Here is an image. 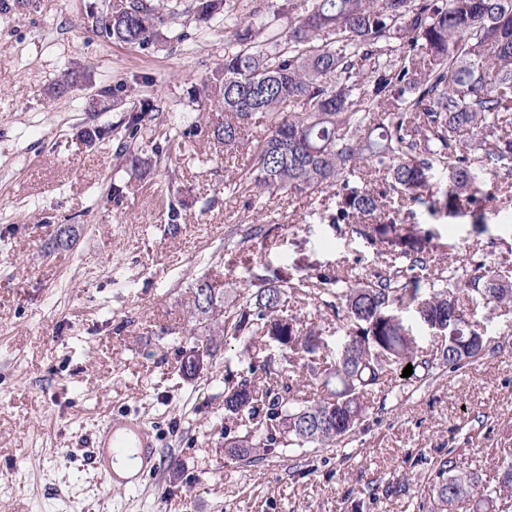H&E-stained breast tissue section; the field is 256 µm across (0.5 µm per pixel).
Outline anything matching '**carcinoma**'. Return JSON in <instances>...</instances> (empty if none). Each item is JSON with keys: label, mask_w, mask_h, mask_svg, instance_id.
Returning a JSON list of instances; mask_svg holds the SVG:
<instances>
[{"label": "carcinoma", "mask_w": 512, "mask_h": 512, "mask_svg": "<svg viewBox=\"0 0 512 512\" xmlns=\"http://www.w3.org/2000/svg\"><path fill=\"white\" fill-rule=\"evenodd\" d=\"M231 0H195L194 16L209 23L224 13V64L206 78L198 96L228 112L211 136L226 147L248 146L252 165L225 189L259 201L267 194L333 191L335 208L319 215L329 224L390 247L395 261L365 277L325 270L293 278L268 268L258 288L232 313L224 291L208 282L192 292V315L209 321V337L196 333L192 347L217 353L216 336H234L251 347L275 346L272 357L249 374L224 380L227 455L254 463L278 448L329 447L346 438L366 416L365 399L396 366L438 360L455 372L486 351L484 338L459 306L458 293L492 309L512 307V266L469 256L448 258V278L428 282L433 258L423 236L387 215H376L387 191L432 216L469 217L484 226L496 214L490 182L512 177V0H311V8L284 31L234 11ZM164 23L149 0H127L100 21L115 41L144 47ZM336 39H331V36ZM156 105L143 98L122 118L134 139ZM267 130L246 137L255 115ZM301 293L333 311L347 340L327 368L302 362L320 349L316 320L288 310ZM413 309L430 329L447 327L448 342L430 358L419 350L401 312ZM321 395L300 401L306 383ZM438 505L472 500V512L512 507V464L489 488L474 474L454 473L440 461Z\"/></svg>", "instance_id": "carcinoma-1"}]
</instances>
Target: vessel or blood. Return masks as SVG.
Returning <instances> with one entry per match:
<instances>
[{"instance_id": "1", "label": "vessel or blood", "mask_w": 512, "mask_h": 512, "mask_svg": "<svg viewBox=\"0 0 512 512\" xmlns=\"http://www.w3.org/2000/svg\"><path fill=\"white\" fill-rule=\"evenodd\" d=\"M92 446L89 460L101 469L108 486L116 487L122 483L114 471L115 463H123L142 473L156 469L153 436L139 415L129 414L106 424L99 430Z\"/></svg>"}]
</instances>
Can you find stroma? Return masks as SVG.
<instances>
[{
    "mask_svg": "<svg viewBox=\"0 0 512 512\" xmlns=\"http://www.w3.org/2000/svg\"><path fill=\"white\" fill-rule=\"evenodd\" d=\"M125 0H0V512H435L437 465L495 485L512 462V310L461 297L486 351L457 372L394 370L361 425L329 448H290L247 464L224 451V379L251 355L232 337L194 379L179 371L191 290L209 282L234 310L265 268L366 275L381 243L320 223L331 191L272 194L259 205L224 191L246 149L207 137L222 110L196 87L224 63V21L198 24L193 0L167 14L145 48L96 20ZM74 67L72 86L56 81ZM158 109L128 154L127 108ZM96 126L110 133L88 143ZM186 132L166 152L164 133ZM476 230L431 217L433 274L447 255L512 245V191ZM178 203L177 226L169 205ZM263 233L247 238L255 213ZM136 413L158 435L159 472L106 487L87 463L103 422Z\"/></svg>",
    "mask_w": 512,
    "mask_h": 512,
    "instance_id": "1",
    "label": "stroma"
}]
</instances>
